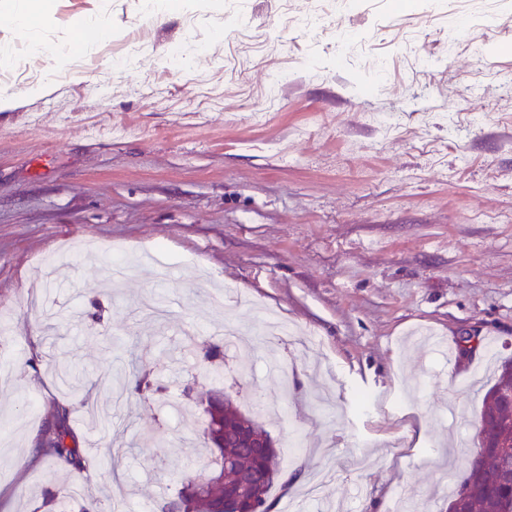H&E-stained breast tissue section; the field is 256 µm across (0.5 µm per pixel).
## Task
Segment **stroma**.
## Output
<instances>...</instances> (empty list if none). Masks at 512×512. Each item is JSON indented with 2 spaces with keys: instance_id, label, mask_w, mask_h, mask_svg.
Listing matches in <instances>:
<instances>
[{
  "instance_id": "1",
  "label": "stroma",
  "mask_w": 512,
  "mask_h": 512,
  "mask_svg": "<svg viewBox=\"0 0 512 512\" xmlns=\"http://www.w3.org/2000/svg\"><path fill=\"white\" fill-rule=\"evenodd\" d=\"M9 8L0 512L59 481L31 450L69 397L112 417L97 433L76 410L80 448L124 446L83 497L154 506L198 471L214 387L284 472L335 473L313 512H445L439 477L512 357V0H45L27 32ZM256 306L311 333L322 371ZM225 323L243 342L221 366L176 361ZM137 348L162 403L118 385Z\"/></svg>"
}]
</instances>
